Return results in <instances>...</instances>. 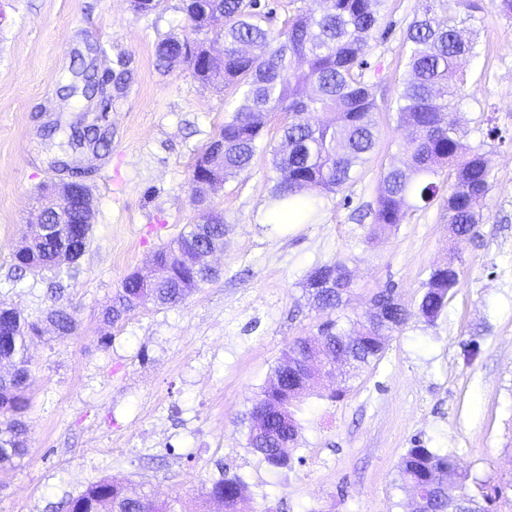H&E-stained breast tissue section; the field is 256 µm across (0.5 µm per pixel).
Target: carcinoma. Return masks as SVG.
Returning a JSON list of instances; mask_svg holds the SVG:
<instances>
[{
  "mask_svg": "<svg viewBox=\"0 0 512 512\" xmlns=\"http://www.w3.org/2000/svg\"><path fill=\"white\" fill-rule=\"evenodd\" d=\"M386 0H313L317 7L298 8L288 27L269 26L272 10L259 0H183L194 31H210L222 52L206 57L187 47L201 41L171 34L155 46L158 69L168 72L187 66L203 85L220 91L232 89L233 108L224 125L197 157L191 189L200 203L217 184L247 172L259 153L270 155L269 202L290 210L298 220L315 217L319 199L342 190L357 168L374 154L377 133L373 112L377 108L374 85L365 80L371 34L382 25ZM443 0H417L412 21L404 34L406 69L402 90L395 100L397 123L408 131L400 143L406 156L400 165L385 169L377 187L372 233L386 232L406 215L430 204L440 190L439 179L454 178L446 200L448 224L458 237L471 236L486 219L490 191V160L482 145L468 142L467 133L445 121L454 111L464 84L460 61L477 54V42L465 39L453 15L436 18ZM282 112L288 122L281 127V142H264L271 114ZM317 112L321 122H311ZM224 143V153L212 147ZM224 218L205 212L202 222L190 225L157 249L154 264L163 271L160 286L142 290L136 279L125 277L104 311V321L114 325L129 313L149 305L175 306L211 281L216 271H189L181 260L194 245L206 246L224 237ZM55 242L32 232L13 253L14 269L59 270ZM459 282V271L443 265L433 268L425 284L418 314L432 322L448 302ZM306 277L303 288L327 319L315 336L297 339L283 355L272 378L262 387L246 413V448L273 470L289 466L300 426L295 408L303 398L299 389L308 370L304 363L316 357L321 366L350 353L349 374L354 375L379 359L385 337L403 327L411 312L393 288L374 293L372 307L352 320L344 315V293L315 287ZM61 335L78 329L75 310L54 308ZM39 332L36 323L25 324L14 310L0 308V465L12 464L28 453V427L17 418L26 402L21 393L29 378L26 337ZM402 488L413 492L411 512H490L493 498L478 501L467 486L468 475L459 470L453 453H441L420 444L407 449L398 463ZM243 482L224 475L211 482L208 495L224 503V512H245L240 502ZM67 512H177L171 502L159 504L121 483L101 479L67 502Z\"/></svg>",
  "mask_w": 512,
  "mask_h": 512,
  "instance_id": "1",
  "label": "carcinoma"
}]
</instances>
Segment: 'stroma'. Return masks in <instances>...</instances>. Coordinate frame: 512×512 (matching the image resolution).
<instances>
[{
    "mask_svg": "<svg viewBox=\"0 0 512 512\" xmlns=\"http://www.w3.org/2000/svg\"><path fill=\"white\" fill-rule=\"evenodd\" d=\"M386 5L392 29L366 54L378 141L354 181L321 198L314 220L274 224L269 162L258 157L210 194L230 226L223 251L208 259L216 277L182 304L142 308L109 326L103 310L122 279L198 221L192 169L224 123L228 95L187 68L156 67L157 41L186 28L182 0H163L148 15L129 0H0V304L43 319L56 301L48 285L59 282V301L79 320L76 335L47 330L30 344L29 451L0 472V512H66L65 500L104 478L177 498L178 512H217L207 490L224 473L244 480L251 512H408L397 465L417 443L453 452L470 476L502 487L493 510L512 512V18L491 0H447L480 49L463 63L468 83L454 116L470 143L480 142L487 118L504 136L488 146L484 223L455 238L443 189L375 239L369 212L405 137L394 101L416 0ZM80 62L101 77L132 73L105 114L111 147L85 176L92 236L76 275L18 279L12 254L32 198L54 176L50 160L68 151L69 126L98 106L62 90ZM50 120L61 128L45 141L40 128ZM337 261L353 275L351 316L388 284L416 308L433 267L453 264L460 279L441 316L412 317L342 400H325L331 383L311 388L296 460L274 472L247 451L243 416L287 345L325 320L303 281Z\"/></svg>",
    "mask_w": 512,
    "mask_h": 512,
    "instance_id": "1",
    "label": "stroma"
}]
</instances>
